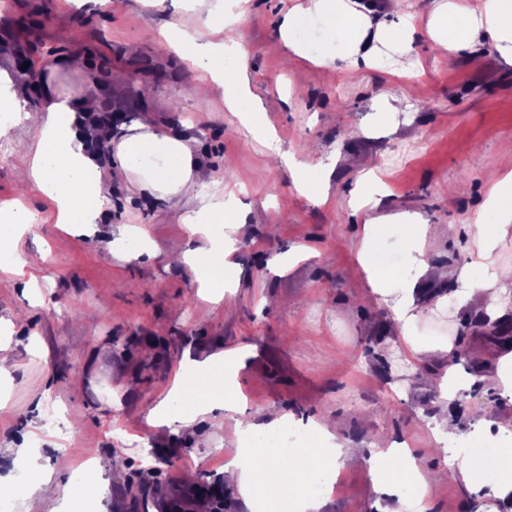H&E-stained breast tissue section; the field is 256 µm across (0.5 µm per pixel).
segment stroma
Masks as SVG:
<instances>
[{
  "label": "stroma",
  "instance_id": "1",
  "mask_svg": "<svg viewBox=\"0 0 512 512\" xmlns=\"http://www.w3.org/2000/svg\"><path fill=\"white\" fill-rule=\"evenodd\" d=\"M13 2L0 14V70L15 72L16 48L54 46L57 19L69 18L81 56L72 79H87L90 93L122 112L132 102L131 79L144 81L148 112L161 125L188 127L204 182L232 195L247 234L234 253L238 285L214 301L188 267L168 260L201 245L185 234L181 208L121 184L95 227L56 223L50 203L16 176L45 120L36 89L17 82L28 113L0 137V200L38 211L20 247L44 250L46 259L28 278L0 270V320L12 325L16 358L0 377L8 402L0 413V476L19 475V448L37 449L64 488L89 460L108 480L105 512H160L155 488L188 489L187 473L199 484H223L239 446L235 419L260 424L277 412L297 425L335 421L339 443L359 452L340 465L321 512H381L379 455L399 441L424 473L444 474L426 512H484L485 498L460 481L433 428L445 413L459 420L458 439L479 456L488 439L481 411L512 417V398L488 380L502 345L477 327L485 301L469 291L471 280L512 265V223H501L489 201L512 171V59L483 37L437 54L427 34L437 0H362L373 21L407 27L420 71L401 69L391 46L368 64L340 58L318 67L288 57L278 33L295 0H241L231 36L246 51L253 94L283 101L267 120L281 150L309 165L306 193L220 98L196 95L200 69L159 49L162 27H193L192 13L137 0L109 9L74 0L69 11L61 0ZM131 43L140 48L133 56L125 52ZM90 53L111 59L107 73L85 63ZM390 90L402 95L394 116L385 112ZM370 158L385 191L369 193L360 181ZM367 193L375 207L356 205ZM397 213L427 224L435 253L421 283L448 295L447 308L419 318L409 340L390 308L371 300L367 282L377 252L408 254L398 224L381 226V250L365 245L372 219ZM121 224L139 227L141 248L115 235ZM472 224L497 240L492 263L471 256ZM413 339L462 346L454 373L469 388L461 398L445 401L428 383V369L441 362L418 363ZM242 346L250 354L237 373L236 410L215 408L189 429L145 424L182 365Z\"/></svg>",
  "mask_w": 512,
  "mask_h": 512
}]
</instances>
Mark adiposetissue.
I'll return each mask as SVG.
<instances>
[{"mask_svg":"<svg viewBox=\"0 0 512 512\" xmlns=\"http://www.w3.org/2000/svg\"><path fill=\"white\" fill-rule=\"evenodd\" d=\"M185 8L196 15L198 22L190 29L173 23L164 28V48H171L204 69L209 81L200 85L202 94L222 91L224 107L241 117L250 131L262 135L266 146H273L263 117L272 104L252 94L251 78L245 63L246 52L241 43L226 42L224 31L241 20L240 13L227 8L225 0H185ZM319 15L348 35L342 46L346 58L373 61L378 53V41L405 46L406 32L399 27L374 28L368 10L360 0H310L309 5H295L284 15L279 35L291 55H301L300 46L291 36L294 18L302 13ZM488 34L495 49L505 58H512V0H481L478 9L459 12L450 0H439L433 12L428 34L438 53L461 49L480 34ZM76 59L67 52L51 57L41 68V109L46 118L32 139L22 159L21 171L36 193L50 201L60 224L97 225L101 208L112 194L114 182L133 186L156 199L181 203L185 221L206 243L194 252L180 255L179 261L194 273L201 287L207 288L214 299H222L225 289L236 284L238 267L230 255L239 241L246 220L243 216L228 215L222 190L204 195L200 192L201 171L195 152V140L184 132L164 127L146 117L130 125L112 130L111 127L91 126L89 114L99 111L100 102L90 95L84 84L74 83L60 89L54 86L56 75L73 70ZM103 143L112 151V164H103L92 143ZM37 219L28 206L17 205L0 211V257L17 259L19 266L34 267L44 261L45 252L18 255L17 245L23 234ZM409 242V261L414 273L402 279L396 288L379 287L376 278L368 283L373 295L392 297L393 320L400 330H408L424 310L442 309L446 296L436 294L428 304L417 300L420 278L429 268L432 245L425 225L405 226ZM248 352L236 349L225 352L223 359L211 358L187 365L177 392L185 408L173 407L171 398H164L145 417L151 428L188 429L197 419L212 412V380L216 366L224 368V387L232 389L237 369ZM287 423L286 416L274 415L264 425L237 420L235 432L244 446L224 467V473L235 484L245 504H252L269 482L282 484L299 482L302 466L266 465L258 467L255 449L246 445L248 437L264 429L274 432ZM457 469L465 486L485 490L494 502L512 501V474L497 483L484 486L480 473L488 468L486 459L466 454L456 459ZM0 493L28 502L54 498L58 488L49 471L37 461H29L24 475L17 483H0Z\"/></svg>","mask_w":512,"mask_h":512,"instance_id":"obj_1","label":"adipose tissue"}]
</instances>
